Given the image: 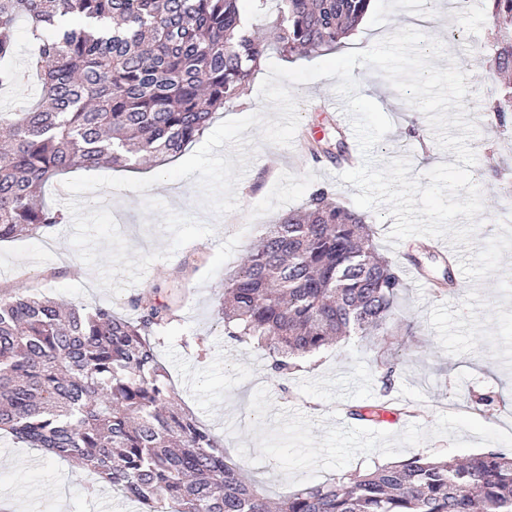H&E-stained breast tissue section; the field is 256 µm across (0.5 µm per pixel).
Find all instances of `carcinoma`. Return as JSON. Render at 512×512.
I'll list each match as a JSON object with an SVG mask.
<instances>
[{
  "instance_id": "carcinoma-1",
  "label": "carcinoma",
  "mask_w": 512,
  "mask_h": 512,
  "mask_svg": "<svg viewBox=\"0 0 512 512\" xmlns=\"http://www.w3.org/2000/svg\"><path fill=\"white\" fill-rule=\"evenodd\" d=\"M372 0H278L273 39L288 56L332 48ZM38 40L25 72L9 65L17 16ZM496 73L512 74V0H491ZM265 51L241 0H0V88L39 77L42 95L16 120L0 112V241L65 222L45 184L75 168L165 163L248 91ZM488 111L512 119V89ZM312 157L341 160L306 141ZM353 207L314 189L266 228L227 279L224 335L256 342L271 375L345 336L390 331L406 288ZM132 313L90 311L0 291V433L75 459L141 512H512V455L415 456L272 502L231 466L224 446L173 388L153 340L173 306L146 296Z\"/></svg>"
}]
</instances>
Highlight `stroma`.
Returning a JSON list of instances; mask_svg holds the SVG:
<instances>
[{"label":"stroma","mask_w":512,"mask_h":512,"mask_svg":"<svg viewBox=\"0 0 512 512\" xmlns=\"http://www.w3.org/2000/svg\"><path fill=\"white\" fill-rule=\"evenodd\" d=\"M488 0H372L360 28L342 39L338 51L370 48L405 28L417 17H435L423 32L442 41L449 56L439 68L481 61L469 71L463 102L477 127L469 145L477 162L472 178L484 210L475 246L494 236L500 221L512 218V196L503 192L512 180V123L500 125L486 112L500 82L484 61L495 32ZM318 54L286 56L268 47L256 81L241 98L215 113L214 123L261 112L276 113L259 95V82L270 63L284 67L321 62ZM353 75L359 92L375 101L392 122L375 147L383 160L402 156L411 135L432 137L425 115L407 104L388 81L366 66ZM336 78L293 85L300 124L308 135L335 139L330 113L316 103L336 100ZM253 143L250 165L236 195L239 210L219 216L204 208L192 179L162 182L140 194L100 188L118 229L132 251L149 253L167 247L169 235L159 213L143 211L145 197L164 201L176 212L212 226L211 235L158 260L140 283L120 294L101 289L98 273H75L80 259L70 236L71 222L34 238L0 242V288L38 291L68 304L112 307L125 313L132 297L155 295L175 304L176 319L160 332L159 360L167 369L175 400L218 437L230 463L253 479L268 496L280 497L307 485L334 482L355 472L399 462L414 455L467 456L493 449L512 454V260L490 277L472 282L460 262H444L428 237L412 236L390 244L393 218H374L379 252L399 268L414 267L395 311L392 329L376 349L352 336L304 358L302 369L285 382L272 379L262 351L229 340L218 314L224 279L243 262L264 225L300 207L314 187H331L339 202L351 203L356 189L341 181L335 164L316 163L297 146L260 141L258 127L246 131ZM453 283L443 286L444 273ZM392 381H385L386 369ZM496 393L500 403L476 410L478 396ZM351 407L392 411L388 422L348 418ZM14 501L21 512H138L135 503L95 481L89 470L71 460L50 458L43 450L0 437V501Z\"/></svg>","instance_id":"1"}]
</instances>
